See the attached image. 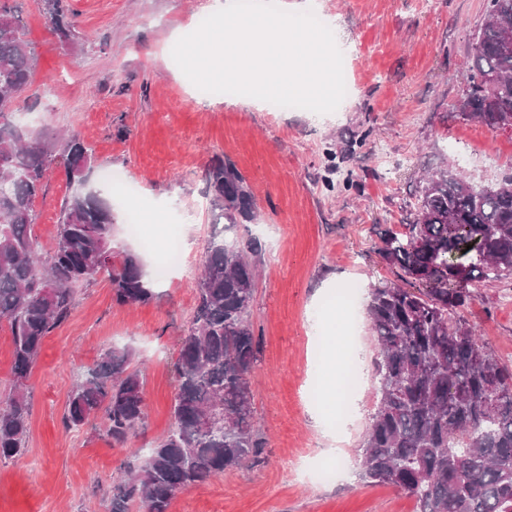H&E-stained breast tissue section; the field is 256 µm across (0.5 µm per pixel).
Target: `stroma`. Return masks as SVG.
Wrapping results in <instances>:
<instances>
[{"mask_svg":"<svg viewBox=\"0 0 512 512\" xmlns=\"http://www.w3.org/2000/svg\"><path fill=\"white\" fill-rule=\"evenodd\" d=\"M26 38L38 62L26 110L29 128L53 163L36 201L34 234L54 244L61 205L72 193L59 136L82 135L92 148L91 185L103 170L122 173L150 215L157 241L180 237L181 267L154 278V298L118 305L108 280L77 287L72 310L44 340L26 380L28 448L0 463V512H111L120 473L141 468L171 426L177 340L196 302V281L213 232L204 172L231 161L253 193L258 220L232 229L262 238L251 318L261 351L251 380L257 463L178 494L171 512H416L405 491L358 475L321 483L288 460L314 467L356 460L376 403L375 342L367 326L368 289L397 283L379 253L385 231H402L418 207L419 179L442 161L491 185L512 171V135L455 117L465 87L472 32L487 0H313L349 55L348 92L336 112H272L247 99L196 100L182 71L168 64L174 34L194 31L211 0H74L70 38L49 27L36 0H21ZM333 190L322 186L324 178ZM357 286L356 346L364 361L353 413L338 423L315 395L312 353L336 362L341 310L337 289ZM462 317L512 367V282H478ZM114 347L134 352L143 380L145 422L126 444L104 419L68 429L62 416L75 383Z\"/></svg>","mask_w":512,"mask_h":512,"instance_id":"obj_1","label":"stroma"}]
</instances>
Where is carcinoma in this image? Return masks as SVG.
Instances as JSON below:
<instances>
[{"label":"carcinoma","mask_w":512,"mask_h":512,"mask_svg":"<svg viewBox=\"0 0 512 512\" xmlns=\"http://www.w3.org/2000/svg\"><path fill=\"white\" fill-rule=\"evenodd\" d=\"M54 31L71 35L70 0H38ZM16 5L0 4V320L12 335L14 387L0 395V462L28 448L30 402L23 380L44 338L69 314L75 289L107 278L119 305L146 303L153 290L142 261L126 251L112 261L114 215L107 192L88 187L62 207L53 249L33 236L52 151L14 119L37 64ZM460 118L491 130L512 108V0H487L472 34ZM67 179L85 184L91 148L65 140ZM214 232L204 247L196 305L178 339L174 427L144 466L114 487L111 512H169L175 496L226 470L254 464L262 444L250 407L249 377L259 341L250 320L259 239L225 237L255 219L245 178L228 160L205 170ZM412 291L373 288L366 314L377 344V402L362 440L359 478L390 484L416 498V512H512V370L457 311L469 286L512 279V182L473 185L443 163L424 178L414 221L388 231L380 248ZM127 348L106 351L72 389L67 428L103 416L108 436L125 443L145 419L140 375ZM215 428L200 431L205 411Z\"/></svg>","instance_id":"obj_1"}]
</instances>
